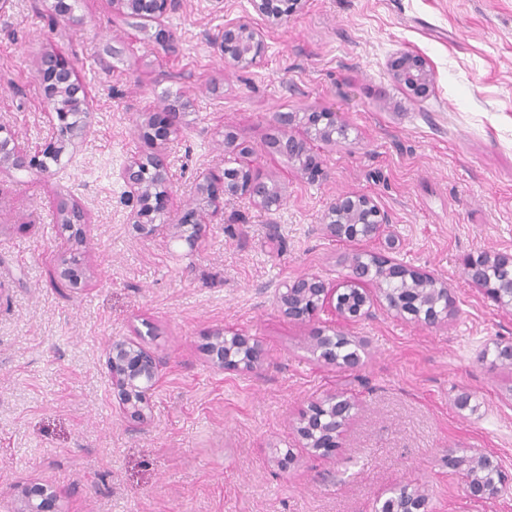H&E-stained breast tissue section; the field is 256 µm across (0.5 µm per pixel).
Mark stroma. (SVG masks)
I'll return each mask as SVG.
<instances>
[{"instance_id": "35a3bbf8", "label": "stroma", "mask_w": 512, "mask_h": 512, "mask_svg": "<svg viewBox=\"0 0 512 512\" xmlns=\"http://www.w3.org/2000/svg\"><path fill=\"white\" fill-rule=\"evenodd\" d=\"M72 29L52 0H12L0 13V116L21 144L45 137L51 110L37 63L57 50L85 89V136L48 173L0 169V512L38 481L64 512H372L408 482L429 512H512V494L473 500L449 452L493 454L512 481V310L464 275L468 254L512 252V0H305L265 25L266 53L241 69L215 44L225 21L252 16L250 0H177L164 23L168 54L110 0H71ZM422 54L434 89L418 98L386 68ZM172 98L187 100L169 144L173 211L196 201L200 176L224 165V132L251 149L260 175L285 192L267 212L242 198L224 207L196 252L168 235L137 234L120 177L145 151L138 125ZM316 108L351 129L310 139L327 178L309 183L269 151L279 113ZM370 196L398 239L396 258L447 282L457 309L427 326L379 308L315 327L283 317L280 286L301 275L342 281L350 244L318 229L333 198ZM86 214L92 285L58 278L69 236L61 202ZM226 326L258 339L255 371H220L206 334ZM360 344L362 364H325L313 328ZM121 337L165 360L152 416L124 418L105 351ZM469 393L470 405L456 398ZM334 393L355 407L334 455L303 448L295 422ZM295 461L281 472L276 449Z\"/></svg>"}]
</instances>
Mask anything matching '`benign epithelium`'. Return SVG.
<instances>
[{
	"mask_svg": "<svg viewBox=\"0 0 512 512\" xmlns=\"http://www.w3.org/2000/svg\"><path fill=\"white\" fill-rule=\"evenodd\" d=\"M304 0H251L253 11L269 24H279L301 9ZM112 8L123 14L140 15L158 23L152 41L167 52L175 51V35L163 19L175 9L177 0H111ZM52 16L72 27L81 25L69 0H53ZM224 57L236 66L247 69L257 63L266 51L263 30L249 18L224 23L217 39ZM393 78L414 96L425 97L433 87V76L425 57L408 51L395 53L387 63ZM41 76L45 97L52 102L63 93L70 97L73 111H83L85 100L82 87L74 81L69 59L60 53L41 57ZM187 103L175 101L157 112L148 113L139 128L150 151L134 156L122 169V178L135 201L130 224L139 234L153 235L160 230L171 238L184 242L189 251L197 249L199 241L212 221L224 215V201L245 196L259 208L270 210L283 202V188L273 180L256 175L247 158L251 150L231 132H224L226 162L235 166L221 171H208L197 184L198 203L187 208L175 224H159L157 219L169 214L172 183L169 176L167 145L183 132V117ZM70 113L60 112L52 120L51 130L44 142L31 151L18 143L10 125L0 122V167L30 173L46 171V159L61 155L68 144L82 135L69 122ZM296 120L294 113L278 117V132L272 136L276 147L288 156L302 158L300 177L315 183L324 179L321 161L311 152L308 142L290 131ZM305 125L317 137L328 133L340 138L348 136L346 125L336 121V113L312 111L304 113ZM63 223L71 230L74 246L85 245V219L74 205L60 206ZM387 214L364 194H344L327 206L319 229L336 241H349L379 246V249H359L348 259L347 274L337 284L325 282L318 276L305 275L290 280L278 289L276 301L280 312L297 324L313 322L320 313L332 312L344 321L355 323L370 319L381 301L387 308L407 313L426 325H434L448 317L455 307L447 284L425 271L411 268L392 256L396 241L390 231ZM469 283L487 298L502 307H512V253L480 252L463 260ZM497 271L496 276L489 275ZM59 277L73 286L86 278L83 267L72 260L64 263ZM401 281L404 287L391 289L386 284ZM313 354L317 360L336 362V344L345 337H313ZM207 355L213 367L220 370H254L261 366L264 351L259 342L231 328L220 327L209 332ZM164 365L163 358L143 345L125 339L112 338L106 350V366L112 383V393L122 414L137 424L147 422L153 391L158 385ZM354 404L343 395H333L311 404L297 421V433L306 447L325 455L338 448L340 433L349 420ZM467 465L466 495L474 499L502 496L506 479L497 459L477 451L466 461L448 450V465ZM496 475L490 483L485 475ZM15 512H63L57 495L38 483L26 487L18 499ZM374 512H428V499L410 483L400 484L391 495L376 501Z\"/></svg>",
	"mask_w": 512,
	"mask_h": 512,
	"instance_id": "1",
	"label": "benign epithelium"
}]
</instances>
